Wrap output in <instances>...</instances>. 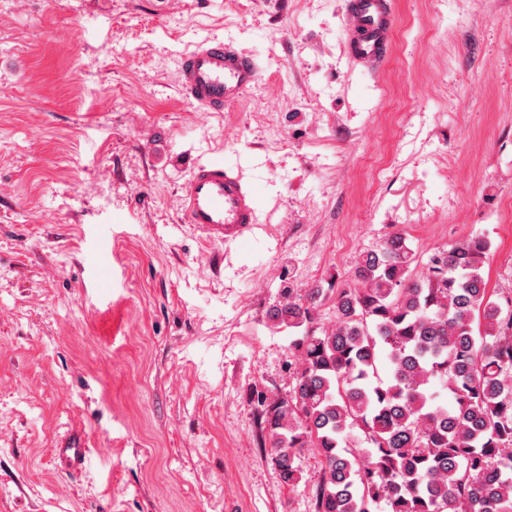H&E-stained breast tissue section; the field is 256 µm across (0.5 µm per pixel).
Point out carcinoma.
Segmentation results:
<instances>
[{"label":"carcinoma","instance_id":"obj_1","mask_svg":"<svg viewBox=\"0 0 512 512\" xmlns=\"http://www.w3.org/2000/svg\"><path fill=\"white\" fill-rule=\"evenodd\" d=\"M489 249L457 242L416 275L394 233L331 289L332 327L319 326L322 288H290L275 306L276 325L295 331L294 386L257 402L285 483L298 482L303 449L318 456L314 512H512V312L488 294ZM356 430L367 447H349Z\"/></svg>","mask_w":512,"mask_h":512}]
</instances>
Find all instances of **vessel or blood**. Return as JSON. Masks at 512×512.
I'll return each mask as SVG.
<instances>
[{"instance_id": "1", "label": "vessel or blood", "mask_w": 512, "mask_h": 512, "mask_svg": "<svg viewBox=\"0 0 512 512\" xmlns=\"http://www.w3.org/2000/svg\"><path fill=\"white\" fill-rule=\"evenodd\" d=\"M348 54L362 64L383 60L395 18L388 0H346ZM179 85L202 112H220L239 101L257 81L255 58L221 37L204 40L177 64ZM178 206L186 223L213 241H249L259 222V196L239 164L221 157L196 163ZM91 463L82 443H64L56 450L55 466L63 474H79Z\"/></svg>"}]
</instances>
